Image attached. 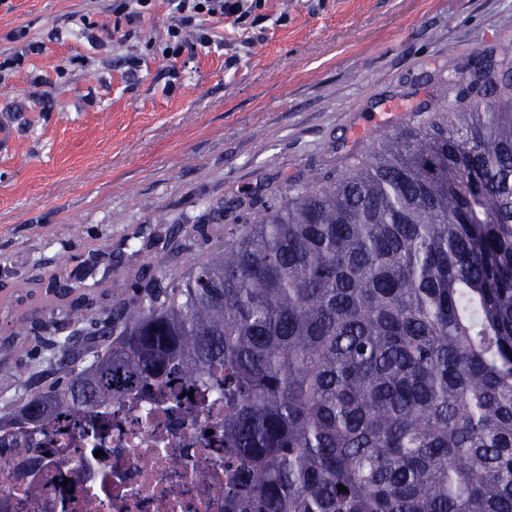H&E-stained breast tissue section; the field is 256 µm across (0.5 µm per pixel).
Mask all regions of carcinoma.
<instances>
[{
	"label": "carcinoma",
	"mask_w": 512,
	"mask_h": 512,
	"mask_svg": "<svg viewBox=\"0 0 512 512\" xmlns=\"http://www.w3.org/2000/svg\"><path fill=\"white\" fill-rule=\"evenodd\" d=\"M439 96L224 225L180 278L160 216L152 274L116 283L92 360L72 366L55 322L67 379L9 422L222 371L224 512H512V83Z\"/></svg>",
	"instance_id": "carcinoma-1"
}]
</instances>
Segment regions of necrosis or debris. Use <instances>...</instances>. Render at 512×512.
Returning <instances> with one entry per match:
<instances>
[{"label":"necrosis or debris","instance_id":"necrosis-or-debris-1","mask_svg":"<svg viewBox=\"0 0 512 512\" xmlns=\"http://www.w3.org/2000/svg\"><path fill=\"white\" fill-rule=\"evenodd\" d=\"M180 402H173L172 394ZM90 428L0 431V512H224V404L211 378L176 374L98 408Z\"/></svg>","mask_w":512,"mask_h":512}]
</instances>
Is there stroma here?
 I'll return each mask as SVG.
<instances>
[{"label":"stroma","instance_id":"35a3bbf8","mask_svg":"<svg viewBox=\"0 0 512 512\" xmlns=\"http://www.w3.org/2000/svg\"><path fill=\"white\" fill-rule=\"evenodd\" d=\"M257 13L197 18L173 57L168 0L126 39L112 0H0V60H14L0 70V418L57 380L44 326L77 301L104 318L158 216L185 275L247 208L367 152L380 113L406 126L440 88L462 94L475 54L512 57V0H261Z\"/></svg>","mask_w":512,"mask_h":512}]
</instances>
